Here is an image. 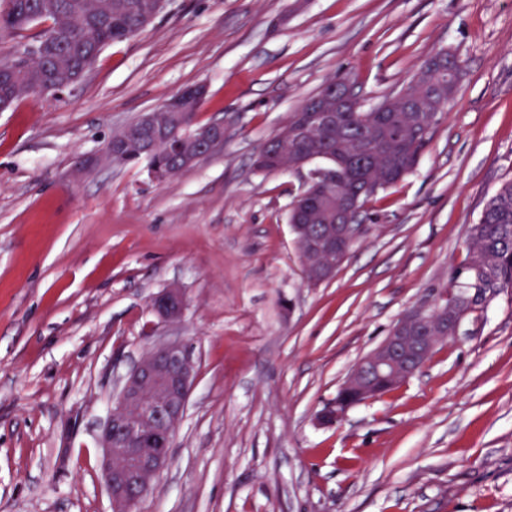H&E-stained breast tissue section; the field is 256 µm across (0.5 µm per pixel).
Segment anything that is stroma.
I'll return each instance as SVG.
<instances>
[{
	"mask_svg": "<svg viewBox=\"0 0 512 512\" xmlns=\"http://www.w3.org/2000/svg\"><path fill=\"white\" fill-rule=\"evenodd\" d=\"M459 90L373 227L310 284L288 223L302 171L254 157L329 81L364 107L436 49ZM206 85L224 145L160 181L82 156ZM512 181V0H170L58 95L0 112V512H112L95 434L161 341L196 365L168 466L139 512H512V296L396 391L318 421L353 365L448 284ZM182 288L174 324L152 313ZM187 302L181 288L169 287L163 289L154 299L152 310L162 323H171L179 320L185 310Z\"/></svg>",
	"mask_w": 512,
	"mask_h": 512,
	"instance_id": "obj_1",
	"label": "stroma"
}]
</instances>
